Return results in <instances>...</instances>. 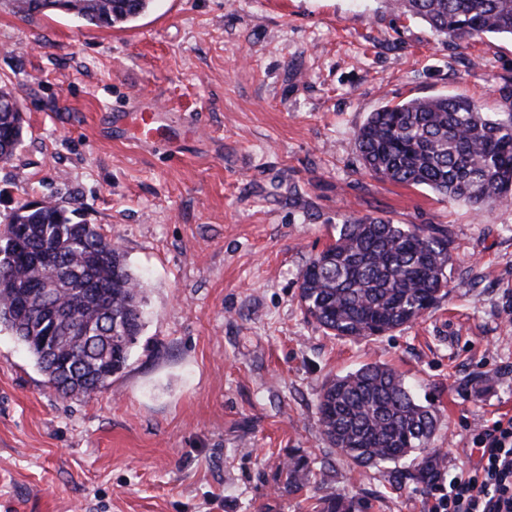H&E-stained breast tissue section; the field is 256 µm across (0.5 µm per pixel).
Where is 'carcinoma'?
<instances>
[{
    "label": "carcinoma",
    "instance_id": "obj_1",
    "mask_svg": "<svg viewBox=\"0 0 512 512\" xmlns=\"http://www.w3.org/2000/svg\"><path fill=\"white\" fill-rule=\"evenodd\" d=\"M66 13L97 27L132 22L152 0H51ZM391 10L424 20L435 34L474 39L512 36V0H386ZM21 113L0 110V163L22 145ZM364 167L375 176L408 186H427L482 211L512 201V113L493 119L463 95L413 99L383 106L354 134ZM78 208L55 201L17 206L0 222V326L33 357L44 384L64 396L89 397L109 388L133 347L114 349L115 338L144 328V284L125 257L93 224L74 221ZM56 255L43 265L40 257ZM451 254L448 232L429 225L394 224L364 216L342 225L334 243L299 275L298 296L307 318L326 333L348 340L383 336L411 324L448 296ZM48 280L59 299L80 315V340L50 330L35 296L20 303L33 281ZM93 284L112 288V305L90 295ZM54 336L55 345L38 340ZM319 421L330 447L359 468L394 463L389 482L427 491L443 480L446 464L429 445L437 415L405 378L365 363L326 382ZM284 486L299 492L310 484L307 464L293 460L281 470ZM361 503L338 494L317 512H358Z\"/></svg>",
    "mask_w": 512,
    "mask_h": 512
}]
</instances>
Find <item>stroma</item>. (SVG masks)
Here are the masks:
<instances>
[{
    "mask_svg": "<svg viewBox=\"0 0 512 512\" xmlns=\"http://www.w3.org/2000/svg\"><path fill=\"white\" fill-rule=\"evenodd\" d=\"M26 118L0 163V216L53 199L145 284L127 367L61 398L0 328V512H313L336 493L367 512L434 497L351 468L327 443L326 380L379 362L439 417L446 478L512 417V203L475 212L374 176L354 133L370 112L462 94L512 112V39L441 44L385 0H153L123 28L0 4V86ZM150 104L178 146L109 128ZM448 230L449 294L416 322L348 341L308 320L298 274L363 216ZM316 480L289 493V458Z\"/></svg>",
    "mask_w": 512,
    "mask_h": 512,
    "instance_id": "1",
    "label": "stroma"
}]
</instances>
